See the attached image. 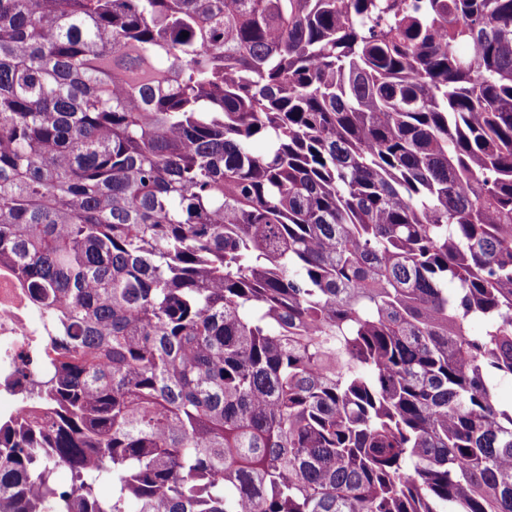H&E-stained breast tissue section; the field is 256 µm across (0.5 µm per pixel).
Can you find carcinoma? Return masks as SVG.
Returning a JSON list of instances; mask_svg holds the SVG:
<instances>
[{"mask_svg":"<svg viewBox=\"0 0 512 512\" xmlns=\"http://www.w3.org/2000/svg\"><path fill=\"white\" fill-rule=\"evenodd\" d=\"M4 262L0 512H512V0H0ZM26 289L8 267L0 266V419L37 420L44 414L37 403L26 399L28 376L22 375L25 366L30 368L35 361L45 325Z\"/></svg>","mask_w":512,"mask_h":512,"instance_id":"1","label":"carcinoma"}]
</instances>
